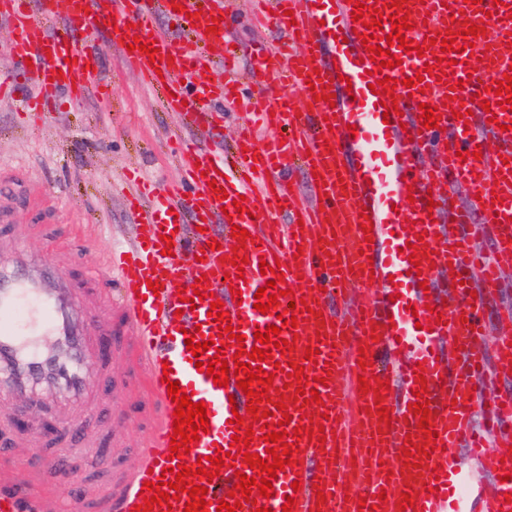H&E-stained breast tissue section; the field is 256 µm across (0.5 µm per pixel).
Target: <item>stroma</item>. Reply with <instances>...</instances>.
I'll use <instances>...</instances> for the list:
<instances>
[{
	"mask_svg": "<svg viewBox=\"0 0 512 512\" xmlns=\"http://www.w3.org/2000/svg\"><path fill=\"white\" fill-rule=\"evenodd\" d=\"M87 39L101 53L111 101L93 92L77 107L49 112L44 124L29 128L19 125L11 106L0 105V181L17 186L0 198V256H9L16 238L25 237L31 253L67 269L66 285L81 311L104 332L111 326L108 293L88 272L103 262L111 244L131 240L136 222L112 186L129 169L162 184L178 181L172 149L189 134L164 111L156 91L124 72L106 30L89 32ZM78 224L86 226L92 244L76 254L65 247L63 235ZM131 370L125 348L98 364L99 382L85 399L73 402L51 392L34 397L40 408L30 422L81 423V439L64 444L51 433L41 445L61 448L94 496L105 494L116 465L134 464V450L149 427V400Z\"/></svg>",
	"mask_w": 512,
	"mask_h": 512,
	"instance_id": "stroma-1",
	"label": "stroma"
}]
</instances>
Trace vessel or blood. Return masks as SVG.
<instances>
[{
  "mask_svg": "<svg viewBox=\"0 0 512 512\" xmlns=\"http://www.w3.org/2000/svg\"><path fill=\"white\" fill-rule=\"evenodd\" d=\"M87 2L69 0L66 23L52 32L55 0H0L12 54L25 62L0 73V101H14L16 89L28 86L21 111L39 116L62 93L75 104L92 91L109 97L98 51L80 37L94 25L109 32L126 68L161 93L164 109L199 135L177 152L185 172L178 185L128 192L134 242L113 246L103 270L118 292L122 323L99 339V353L111 358L126 330L138 333L153 423L121 491L93 507L72 492L49 499L41 484L17 479L32 458L0 439V512H134L144 482L175 481L174 466L193 469L199 458L229 449L231 419L247 415L249 398L237 375L222 387L205 367L217 349L229 361L252 349L256 329L277 324L290 307L297 324L282 327L281 336L295 347L273 349L263 362L274 381L258 407L273 423L290 414L289 432L323 424L326 439L300 440L293 464L272 479L271 496L243 503L240 512H282L290 494L293 512H358L362 501L373 512H512L505 499L512 494V307L500 303L512 272V103L500 106L496 94L498 80L512 73V0H363L364 16L382 17L377 45H388L390 17L399 11L413 24L404 38L421 47L416 54L390 45L401 63L382 70L363 45L366 27L352 21V0H254L257 27L274 38L249 44L226 32L228 0H108L103 12ZM162 16L169 28L159 27ZM214 23L220 33L211 32ZM473 25L483 35L466 36ZM437 35L456 41L449 63L430 42ZM136 38L142 50H130ZM148 46L158 49V63H150ZM245 56L251 68L244 74ZM387 77L397 82L393 94L373 93L372 83ZM407 78L414 87H404ZM268 82L285 94L260 95ZM315 86L323 98H313ZM228 99L253 109L254 120L227 147L213 131ZM392 99L398 111L385 114ZM423 103L435 107L437 127L419 120ZM474 150L480 158H471ZM294 172L307 176L306 195L292 190ZM366 221L374 224L367 233ZM237 227L249 233L241 269L225 261L231 246H212ZM409 245L426 251L420 264L410 263ZM263 261L282 272L284 291L265 313L254 308L255 293L267 285ZM204 275L209 282L198 287ZM65 277L21 245L0 259V388L21 396L39 378L81 395L95 385L86 349L92 326L61 290ZM151 278L160 292L149 290ZM200 288L223 302L231 331H219L209 302L189 305ZM294 297L299 305H291ZM196 332L212 346L194 354L185 340ZM44 333L66 353L54 370L29 351L31 338ZM308 349L315 360L305 359ZM293 364L303 366L302 381L320 402L298 394L299 383L286 375ZM420 374L430 409L424 430L410 410ZM363 377L388 382V391H360ZM171 381L208 407V432L178 457L170 454ZM279 402L286 412L276 411ZM379 405L390 409V420L376 413ZM412 443L420 451L408 460L402 450ZM459 448L493 476L490 486L473 482L456 459ZM239 471L256 475L229 457L216 478L197 477L208 489V512L229 499ZM406 490L412 504L403 509Z\"/></svg>",
  "mask_w": 512,
  "mask_h": 512,
  "instance_id": "vessel-or-blood-1",
  "label": "vessel or blood"
}]
</instances>
